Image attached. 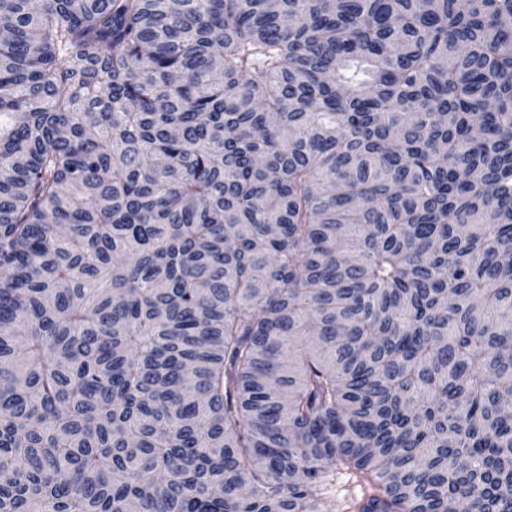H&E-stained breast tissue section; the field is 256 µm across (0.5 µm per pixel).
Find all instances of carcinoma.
<instances>
[{
	"instance_id": "obj_1",
	"label": "carcinoma",
	"mask_w": 512,
	"mask_h": 512,
	"mask_svg": "<svg viewBox=\"0 0 512 512\" xmlns=\"http://www.w3.org/2000/svg\"><path fill=\"white\" fill-rule=\"evenodd\" d=\"M0 31V512H512V0Z\"/></svg>"
}]
</instances>
